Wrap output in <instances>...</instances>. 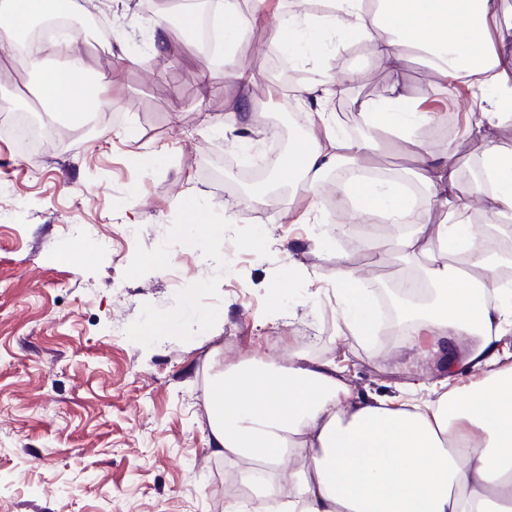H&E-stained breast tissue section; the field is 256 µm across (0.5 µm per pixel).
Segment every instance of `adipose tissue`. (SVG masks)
Instances as JSON below:
<instances>
[{
	"label": "adipose tissue",
	"instance_id": "ef3b65f1",
	"mask_svg": "<svg viewBox=\"0 0 512 512\" xmlns=\"http://www.w3.org/2000/svg\"><path fill=\"white\" fill-rule=\"evenodd\" d=\"M272 2L257 0L244 17L238 0H224L225 59ZM77 7L76 0H0V41L21 48L25 31L50 10ZM310 30L332 32L342 46L368 42L392 66L418 49L443 77L476 81L485 90L475 99L482 118L467 126L468 135L489 143L494 128L512 120V0H376L372 7L332 0L322 15L296 12L282 20L279 47H292ZM58 55L69 57L67 68L47 71L46 58ZM27 63L41 78L52 125L84 121L112 90L106 73L83 64L74 39L41 45ZM358 110L410 146L416 177L448 211L442 224L417 219L414 232L397 242L405 257L424 259L435 292L413 318L408 347L424 357L449 355L448 374L416 398L353 392L336 360L296 353L287 363L226 369L209 397L212 453L273 467L288 450L305 464L289 476L287 497L254 481L249 500L229 502L224 512H249L254 502L260 512H512V281L501 277L470 223L478 203L492 221L512 219V154L489 143L480 176L460 189L453 154L427 148L435 113L417 110L404 85H392L387 103L363 101ZM318 119L321 130L289 144L283 173L312 187L344 164L365 170L377 140L345 138L327 113ZM335 193L341 211L353 207L389 224L404 223L415 210L412 198L368 180L338 181ZM317 277L332 285L354 335H374L371 297L358 287L354 257L337 256ZM462 338L472 345L458 356L453 345Z\"/></svg>",
	"mask_w": 512,
	"mask_h": 512
}]
</instances>
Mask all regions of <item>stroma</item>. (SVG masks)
<instances>
[{"mask_svg": "<svg viewBox=\"0 0 512 512\" xmlns=\"http://www.w3.org/2000/svg\"><path fill=\"white\" fill-rule=\"evenodd\" d=\"M94 2L146 63L117 64L113 46L81 42L86 66L106 72L117 94L51 151L25 154L7 131L12 109L36 117L43 102L17 54L0 52V75L10 77L0 82L10 106L0 112V512H224L234 464L209 450L207 401L225 367L296 351L339 362L355 391L426 392L447 360L408 352L402 332L363 344L316 278L330 256L355 255L363 288L382 302L424 264L394 245L409 225L365 239L362 218L326 206L332 184L289 183L269 158L272 140L308 129L304 105L281 111L266 66L278 17L300 0H279L278 16L250 30L223 67L178 25L167 29L171 55H154L158 22L142 0ZM319 43L317 63L298 47L288 59L306 84L317 69L337 73L346 107L335 127L345 136L363 138L356 103L385 102L394 82L419 103L446 93L427 59L408 55L393 70L369 46L342 48L327 33ZM238 71L255 82L242 88ZM243 97L256 109L251 149L284 190L273 208L250 204L243 151L225 123ZM487 145L440 125L427 133L431 152L457 148L464 184ZM144 151L157 154L147 167L131 160ZM191 197L218 237L192 235ZM310 201L316 221L296 223ZM75 224L88 237L73 236ZM335 224L347 232L333 233ZM257 236L268 246L246 249Z\"/></svg>", "mask_w": 512, "mask_h": 512, "instance_id": "1", "label": "stroma"}]
</instances>
